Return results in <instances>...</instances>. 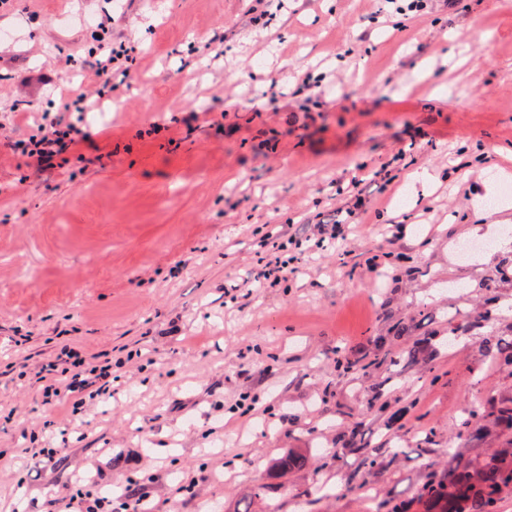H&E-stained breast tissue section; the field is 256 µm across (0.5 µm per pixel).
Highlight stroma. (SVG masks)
Wrapping results in <instances>:
<instances>
[{
    "mask_svg": "<svg viewBox=\"0 0 512 512\" xmlns=\"http://www.w3.org/2000/svg\"><path fill=\"white\" fill-rule=\"evenodd\" d=\"M246 0H11L0 29V134L24 136L17 101L64 118L60 87L82 82L86 50L101 35L84 25L112 15L141 60L126 95L109 100L85 161L33 177L0 146V351L17 334L47 358L60 335L93 351L140 349L112 395L61 421L34 387L0 373V512H42L63 496L62 477L147 491L160 512H237L272 459L290 450L307 469L272 486L295 512H367L368 499L404 495L436 456L402 455L367 494L316 493L318 471L347 482L358 453H334L341 431L380 442L381 419L362 406L363 383L337 373L336 351L382 336L392 321L442 328L456 308L476 313L493 253L462 260L455 243L500 240L512 223V0H432L426 14L393 23L378 0H290L271 27L246 26ZM224 29V57L188 48ZM322 88L301 87L305 73ZM226 101L223 124H185ZM261 117H254L255 108ZM161 127L152 138L144 120ZM389 170L395 190L348 220L347 239L306 255L278 285L252 281L256 233L345 201L361 168ZM401 232H394V224ZM380 255L379 272L368 261ZM482 339L457 337L433 366L389 385L409 426L437 427L457 450L453 423L493 395H512V367L482 360ZM437 378H430L429 369ZM256 400L235 414L240 395ZM55 448L52 463L22 448ZM193 492H185V484Z\"/></svg>",
    "mask_w": 512,
    "mask_h": 512,
    "instance_id": "stroma-1",
    "label": "stroma"
}]
</instances>
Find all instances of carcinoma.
I'll return each instance as SVG.
<instances>
[{
	"instance_id": "1",
	"label": "carcinoma",
	"mask_w": 512,
	"mask_h": 512,
	"mask_svg": "<svg viewBox=\"0 0 512 512\" xmlns=\"http://www.w3.org/2000/svg\"><path fill=\"white\" fill-rule=\"evenodd\" d=\"M512 255L498 259L497 275L488 280V292L497 287V277L512 280ZM498 299L491 295L484 310L465 320L457 314H448V328L416 335V326L410 320L398 319L387 336L376 337L357 355L344 350L336 351V372L350 374L361 379L377 369L384 373H399L401 368L432 362L444 344H453L455 336H472L486 328L481 356L503 365L512 366V339H506L490 329L497 318ZM411 339V343L398 349L394 342ZM366 413L378 416L386 412V383L378 382L363 389ZM459 439L473 443L488 432L512 435V397H489L463 412L454 424ZM414 445L422 457L439 455L448 458V466L430 469L413 491L405 496L380 499L376 512H499L501 500L512 494V455L507 453L468 458L458 452H450L429 428L414 435ZM338 447L352 449L363 457V464L371 473L389 470L397 457L399 446L387 442L370 447L362 441L360 427L353 426L340 433ZM306 465L300 455L283 452L271 464L266 479H285L291 471H299Z\"/></svg>"
}]
</instances>
